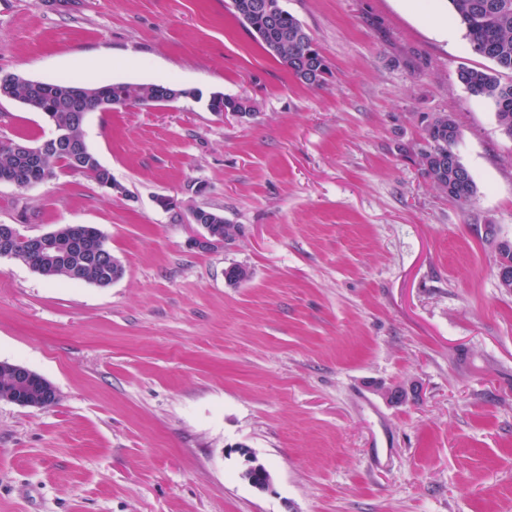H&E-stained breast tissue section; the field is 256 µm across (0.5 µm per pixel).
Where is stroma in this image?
Instances as JSON below:
<instances>
[{
	"mask_svg": "<svg viewBox=\"0 0 512 512\" xmlns=\"http://www.w3.org/2000/svg\"><path fill=\"white\" fill-rule=\"evenodd\" d=\"M282 5L326 58L323 87L231 0H0V76L190 91L87 114L115 192L72 172L0 184V224L93 225L123 267L100 287L0 258V362L58 395L0 399V512H512V292L495 262L512 139L457 80L491 62L446 0ZM215 93L257 112L219 117ZM439 112L477 185L465 206L403 152ZM52 134L0 99V141ZM195 206L234 238L198 250ZM235 265L250 278L228 283Z\"/></svg>",
	"mask_w": 512,
	"mask_h": 512,
	"instance_id": "stroma-1",
	"label": "stroma"
}]
</instances>
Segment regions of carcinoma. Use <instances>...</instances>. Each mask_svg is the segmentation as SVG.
<instances>
[{
  "label": "carcinoma",
  "instance_id": "obj_1",
  "mask_svg": "<svg viewBox=\"0 0 512 512\" xmlns=\"http://www.w3.org/2000/svg\"><path fill=\"white\" fill-rule=\"evenodd\" d=\"M268 3L271 11L260 10L258 4ZM234 14L253 39L278 60L301 83L319 88L330 75L326 58L303 24L282 6V0H231ZM451 16L465 30L470 50L493 61L501 70L512 73V0H448ZM457 80L473 98L491 103L498 127L512 139V80L504 81L499 74L483 68L462 66ZM179 91L171 84L75 83L59 81L50 87L34 88L14 83L9 95L32 111L42 113L54 126L72 127L76 144L84 140L83 128L74 125L76 112L88 113L96 106L95 97L108 95L122 105L160 104L166 94ZM213 113L226 111L251 112L249 99L214 93L207 102ZM420 140L410 151L414 162L431 184L448 199L467 205L476 195V184L455 151L459 138L456 120L448 114L423 116L420 121ZM15 141L0 142V183L24 175L30 163L20 157ZM79 156L67 147L49 156L45 175L54 176L56 169L76 171ZM58 243L56 258L36 266L22 247L12 257L24 262L35 272L47 277H64L74 282H89L106 286L123 273L122 265H110L101 259L106 247L103 234L91 225H60L51 231ZM12 363L0 366V397L15 398L25 406L44 409L56 404L46 402L39 382L12 384L6 370Z\"/></svg>",
  "mask_w": 512,
  "mask_h": 512
}]
</instances>
